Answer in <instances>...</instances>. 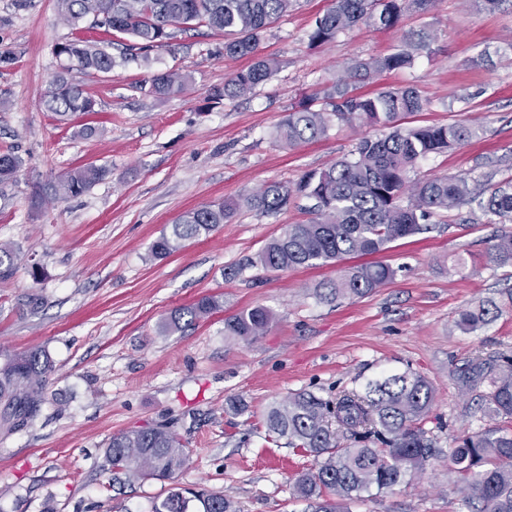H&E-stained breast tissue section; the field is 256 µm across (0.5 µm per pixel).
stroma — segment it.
I'll return each instance as SVG.
<instances>
[{"mask_svg": "<svg viewBox=\"0 0 512 512\" xmlns=\"http://www.w3.org/2000/svg\"><path fill=\"white\" fill-rule=\"evenodd\" d=\"M330 0H297L260 37V55L280 66L251 93L212 102L248 59L224 55L223 34L176 31L169 47L125 57L129 36L100 47L119 63L97 75L74 73L94 111L60 120L43 97L61 70L54 49L74 37L57 0H0V154L21 160L0 183V243L17 255L0 279V363L42 349L54 370L40 412L22 429L0 432V512H151L167 483L114 479L105 460L112 435L165 425L192 452L180 487L227 495L238 512H307L291 484L313 458L268 435V407L299 391L325 399L363 389L391 370H412L436 388L425 427L439 457L398 486L349 503L350 512H467L448 448L461 432L489 426L491 389L465 391L460 368L475 359L512 357V266L491 261L495 236L512 232L469 207L443 211L427 232L393 243L376 259L392 282L354 299L320 301L318 284L354 266L347 257L317 268L269 270L257 254L284 225L307 221L301 206L278 214L241 209L209 236L155 258L151 247L192 208L295 184L348 156L381 128L332 123L327 137L293 148L273 138L292 106L354 59L402 48L428 32L430 53L410 67L358 82L375 95L412 87L427 110L401 127L478 122L482 131L444 154L419 159L411 180L467 176L512 183V9L481 0H435L406 8L390 30L364 23L314 46L308 34ZM187 75L184 92L150 94L155 74ZM97 130L94 137L82 127ZM105 176L77 197L36 206L73 170ZM236 269L225 277V269ZM203 295L224 306L208 319L166 331L175 307ZM38 298V307L28 305ZM496 303L500 317L473 333L455 324L461 310ZM263 307L273 321L246 343L224 335V319Z\"/></svg>", "mask_w": 512, "mask_h": 512, "instance_id": "35a3bbf8", "label": "stroma"}]
</instances>
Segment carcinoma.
I'll list each match as a JSON object with an SVG mask.
<instances>
[{
	"label": "carcinoma",
	"instance_id": "obj_1",
	"mask_svg": "<svg viewBox=\"0 0 512 512\" xmlns=\"http://www.w3.org/2000/svg\"><path fill=\"white\" fill-rule=\"evenodd\" d=\"M295 0H58V13L71 27L91 20V28L106 35L114 32L134 39L132 48L148 51L169 46L173 28L205 26L222 32L224 55L250 58L252 62L230 75L224 87L211 93L215 102L243 97L277 71L279 62L257 56L261 33L293 6ZM399 0H334V6L317 17L309 33L313 44H323L360 22L390 30L398 22ZM431 38L420 35L403 48L384 56L355 59L343 72L315 93L322 107L307 101L291 110L277 126L275 139L283 147L320 139L328 134L331 117L345 123L392 129L383 138L362 140L352 154L328 168L305 176L294 185L274 184L238 200L203 206L187 212L171 233L152 245L156 257H166L182 243L208 236L243 206L263 212H281L295 200L314 201L316 217L304 224H287L281 235L258 254L265 268L285 270L317 267L344 256L379 253L388 245L420 233L422 221L434 211L476 204L501 222L512 221V189L470 188L462 176H444L410 184L408 173L415 162L460 145L479 132L473 123L395 127L399 118L426 110L428 101L412 87L389 89L374 96L354 92L358 80L408 67L415 57L430 50ZM66 61L62 72L43 98L46 111L60 117L94 111V96L69 74L107 73L112 56L91 41L75 38L55 47ZM187 77L172 70L155 75L149 91L169 96L183 91ZM20 166L17 156L0 155V182L13 178ZM94 165L83 167L53 187L56 195L82 194L104 176ZM411 191L407 204L401 199ZM499 265L512 264V233L500 235L489 248ZM17 255L0 245V279L14 273ZM396 275L386 264H361L349 268L329 285L330 299L363 297ZM214 296L175 308L164 323L167 329L192 325L220 310ZM499 315L484 305L460 312L457 327L475 331ZM262 307L243 310L224 319V335L253 342L271 323ZM53 363L44 350L13 354L0 364V427L21 428L45 401V387ZM490 379L484 413L494 425L467 432L448 452V460L461 481L463 502L471 512H512V358L476 361L458 372L461 388L471 390ZM433 384L424 376L405 370L369 380L363 391L345 392L325 400L311 391L291 393L274 403L266 415L268 432L288 438L291 448L313 457L314 467L295 478L294 495L309 504L311 512H347V504L375 488L390 489L406 476L422 472L440 450L424 421L435 401ZM353 442L343 444L342 439ZM112 470L130 481H167L165 497L153 503L152 512H237L235 503L221 493L187 490L175 485L186 468L191 451L163 426L143 428L112 436L107 446ZM196 501L199 508L190 510Z\"/></svg>",
	"mask_w": 512,
	"mask_h": 512
}]
</instances>
